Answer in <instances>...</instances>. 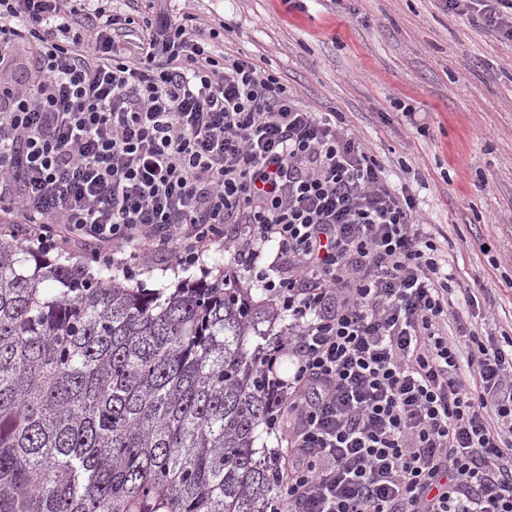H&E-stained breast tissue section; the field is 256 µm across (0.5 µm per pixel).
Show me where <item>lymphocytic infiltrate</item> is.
<instances>
[{"instance_id": "obj_1", "label": "lymphocytic infiltrate", "mask_w": 512, "mask_h": 512, "mask_svg": "<svg viewBox=\"0 0 512 512\" xmlns=\"http://www.w3.org/2000/svg\"><path fill=\"white\" fill-rule=\"evenodd\" d=\"M512 41V0H443ZM135 34L133 47L119 40ZM0 223L134 273L189 268L234 224L291 272L256 278L288 314L275 380L288 512H512V336L448 335L449 275L414 199L328 113L216 55L172 0H0Z\"/></svg>"}]
</instances>
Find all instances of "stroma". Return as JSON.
Returning <instances> with one entry per match:
<instances>
[{
    "instance_id": "35a3bbf8",
    "label": "stroma",
    "mask_w": 512,
    "mask_h": 512,
    "mask_svg": "<svg viewBox=\"0 0 512 512\" xmlns=\"http://www.w3.org/2000/svg\"><path fill=\"white\" fill-rule=\"evenodd\" d=\"M218 51L248 56L315 112L335 113L413 196L421 220L447 254L457 319L449 335H512V44L490 28L448 13L441 0H180ZM236 22L220 31L224 18ZM414 118H406L401 106ZM235 225L204 248L195 266L151 251L135 282L175 288L203 270L260 290L256 268L288 273L287 257L266 252L258 267L235 256ZM477 292L465 303V289Z\"/></svg>"
}]
</instances>
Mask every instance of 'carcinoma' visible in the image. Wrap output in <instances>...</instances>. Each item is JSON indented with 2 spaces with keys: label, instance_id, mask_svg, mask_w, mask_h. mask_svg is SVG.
<instances>
[{
  "label": "carcinoma",
  "instance_id": "1",
  "mask_svg": "<svg viewBox=\"0 0 512 512\" xmlns=\"http://www.w3.org/2000/svg\"><path fill=\"white\" fill-rule=\"evenodd\" d=\"M266 319L222 275L131 286L0 237V512H270Z\"/></svg>",
  "mask_w": 512,
  "mask_h": 512
}]
</instances>
